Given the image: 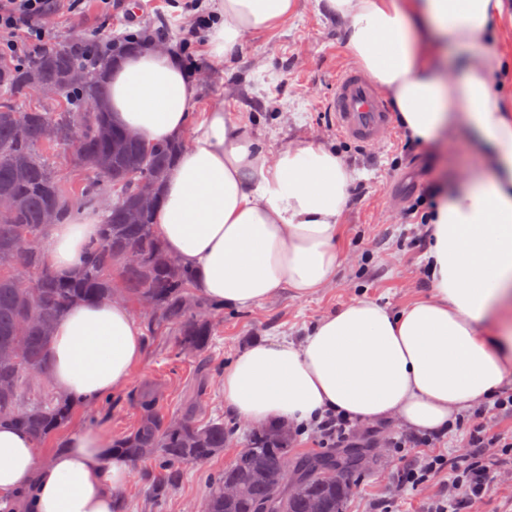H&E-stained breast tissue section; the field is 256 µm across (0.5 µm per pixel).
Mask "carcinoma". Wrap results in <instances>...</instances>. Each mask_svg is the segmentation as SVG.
Listing matches in <instances>:
<instances>
[{
    "label": "carcinoma",
    "instance_id": "carcinoma-1",
    "mask_svg": "<svg viewBox=\"0 0 512 512\" xmlns=\"http://www.w3.org/2000/svg\"><path fill=\"white\" fill-rule=\"evenodd\" d=\"M127 48L128 39L114 37L110 55L81 42L20 61L0 56V200L14 205L12 221L0 223V417L14 419L37 444L68 421L76 402L26 405L22 379L47 374L52 330L73 306L117 292L138 302L150 297L155 307L149 329L172 333L177 357L186 351L204 358L214 334L213 304L198 293L194 271L164 249L154 227L156 207L130 220L140 184H151L160 202L182 142L145 144L111 122L103 75ZM75 70L86 74L79 84L68 81ZM36 83L59 87V98L32 102ZM74 129L82 138L73 164L94 176L82 183L78 202L99 212L101 230L88 243L80 271L63 279L44 267L38 239L48 225L41 217L53 211L62 224L76 212V201L40 148L66 146ZM34 270L37 278L27 280ZM201 396L199 389L179 414L168 417L160 409L159 386L145 384L129 394L139 421L112 447L131 462L153 464L158 476L150 498L156 510L179 485L184 467L214 459L235 437L224 417L199 419ZM289 439L282 428L251 432L234 462L212 472L203 512H344L360 459L312 456L292 466ZM227 484L237 486L239 494L224 496Z\"/></svg>",
    "mask_w": 512,
    "mask_h": 512
}]
</instances>
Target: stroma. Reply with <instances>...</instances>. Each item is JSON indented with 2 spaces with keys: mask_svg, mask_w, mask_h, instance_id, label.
I'll list each match as a JSON object with an SVG mask.
<instances>
[{
  "mask_svg": "<svg viewBox=\"0 0 512 512\" xmlns=\"http://www.w3.org/2000/svg\"><path fill=\"white\" fill-rule=\"evenodd\" d=\"M202 0H83L77 12L50 19L53 44L82 37L99 44L116 35L163 41L171 50L199 61L195 75L198 108L223 104L231 117L247 124L251 137L270 153L296 142H313L336 150L361 173L348 192L336 241L341 264L325 288L304 298L283 290L248 309L228 308L216 327L209 352L210 366L201 369L192 357L172 356L170 334L145 337L144 356L129 389L107 393L76 407L70 422L38 447L47 458L73 432L97 430L108 439L130 432L138 413L129 404L130 389L145 383L165 392L162 410L179 413L194 389H202L204 416L224 412L223 367L252 341L279 336L300 341L318 319L359 298L375 301L392 312L428 297L430 284L423 270L426 245L419 228L400 220L395 199H413L425 180L439 187L455 181L482 159L465 133L435 145L422 144L405 152L395 144L368 148L338 134L327 103L336 86L337 64L349 61L343 25L321 0H295V9L280 27L247 35L224 66L200 60L201 45L190 41L197 29ZM395 185L398 198L386 193ZM242 439L226 445L222 454L204 465L185 467L183 478L163 512H201L211 473L236 458ZM402 458L397 449L379 448L367 455L353 475V490L344 512H372L375 501L388 499L392 512H429L448 483L434 478L413 488L401 485ZM472 512H512V469L494 466L487 494Z\"/></svg>",
  "mask_w": 512,
  "mask_h": 512,
  "instance_id": "35a3bbf8",
  "label": "stroma"
}]
</instances>
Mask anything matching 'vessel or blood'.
Masks as SVG:
<instances>
[{"label": "vessel or blood", "mask_w": 512, "mask_h": 512, "mask_svg": "<svg viewBox=\"0 0 512 512\" xmlns=\"http://www.w3.org/2000/svg\"><path fill=\"white\" fill-rule=\"evenodd\" d=\"M327 109L334 116L337 131L349 140L379 147L393 137L392 117L384 96L356 66H342Z\"/></svg>", "instance_id": "obj_1"}]
</instances>
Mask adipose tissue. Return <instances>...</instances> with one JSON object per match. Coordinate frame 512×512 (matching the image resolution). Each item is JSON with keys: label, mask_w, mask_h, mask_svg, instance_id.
I'll return each instance as SVG.
<instances>
[{"label": "adipose tissue", "mask_w": 512, "mask_h": 512, "mask_svg": "<svg viewBox=\"0 0 512 512\" xmlns=\"http://www.w3.org/2000/svg\"><path fill=\"white\" fill-rule=\"evenodd\" d=\"M349 54L423 143L464 126L485 169L442 194L423 255L430 297L393 313L358 299L301 343H252L224 369V409L259 426L302 427L335 411L393 417L418 431L451 427L512 376V97L500 90L503 0H324ZM294 0H209L203 55L223 62L245 35L285 23ZM112 121L142 141H183L155 212L166 251L197 273L213 304L246 309L283 289L306 297L340 264L336 239L360 177L332 149L292 143L271 155L223 105L196 111L198 88L176 53L147 46L105 74ZM99 232L93 211L51 225L54 273L80 267ZM144 354L124 300L73 307L54 327L47 375L63 397L124 389ZM129 464L104 435L77 431L48 460L0 419V508L33 495L37 512H117Z\"/></svg>", "instance_id": "1"}]
</instances>
